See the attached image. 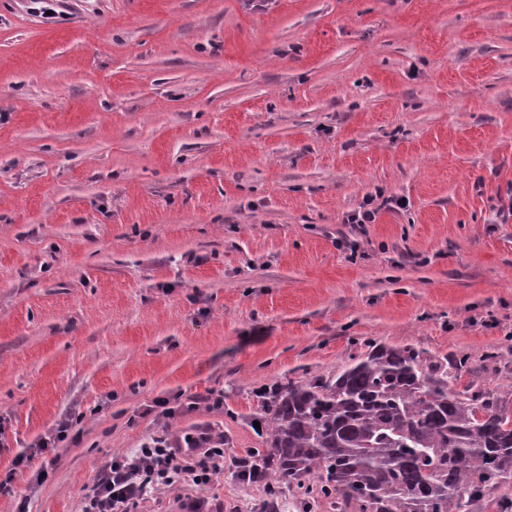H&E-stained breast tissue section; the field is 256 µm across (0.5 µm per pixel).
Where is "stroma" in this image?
I'll return each mask as SVG.
<instances>
[{
    "label": "stroma",
    "instance_id": "stroma-1",
    "mask_svg": "<svg viewBox=\"0 0 512 512\" xmlns=\"http://www.w3.org/2000/svg\"><path fill=\"white\" fill-rule=\"evenodd\" d=\"M372 343L512 414V0H0V478L71 424L0 512L203 432L134 512H263V390Z\"/></svg>",
    "mask_w": 512,
    "mask_h": 512
}]
</instances>
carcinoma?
<instances>
[{
	"label": "carcinoma",
	"instance_id": "obj_1",
	"mask_svg": "<svg viewBox=\"0 0 512 512\" xmlns=\"http://www.w3.org/2000/svg\"><path fill=\"white\" fill-rule=\"evenodd\" d=\"M253 482L316 477L336 512H466L512 484V416L448 388L411 345H373L331 379L290 381L264 408Z\"/></svg>",
	"mask_w": 512,
	"mask_h": 512
}]
</instances>
